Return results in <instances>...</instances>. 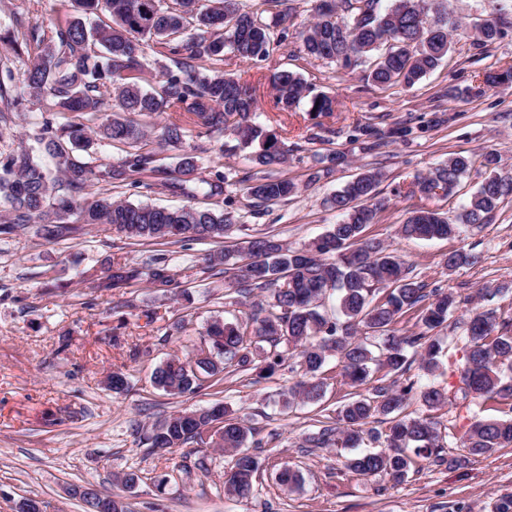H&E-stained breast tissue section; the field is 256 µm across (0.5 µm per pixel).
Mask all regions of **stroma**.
Instances as JSON below:
<instances>
[{
	"mask_svg": "<svg viewBox=\"0 0 512 512\" xmlns=\"http://www.w3.org/2000/svg\"><path fill=\"white\" fill-rule=\"evenodd\" d=\"M292 5L296 34L274 47L265 61H234L228 70L254 88V122L288 147L287 165L273 173L297 183V195L275 205L250 196L246 185L257 168L232 135L219 141L190 135L177 147L160 146L153 137L141 143L155 154V169L145 175L151 190L116 180L109 187L113 197L166 207L190 201L216 209L229 205L248 227L218 242L173 247L168 259L177 287H98L113 264H141L151 254L150 247L130 244L104 224L58 240L46 239L40 225L28 224L0 242V512H14L23 498L41 502L44 512H83L70 488L86 484L112 495L126 512H452L456 503L465 512H487L489 504L512 495V447L468 458L461 448L477 407L460 380L465 333L460 310L435 330L447 344L440 370L430 377L414 365L400 378L404 384L431 383L447 391V404L433 413L446 461L412 470L399 484L367 481L348 471L344 462L350 449L312 445V437L334 424L339 407L356 393L343 381L337 360L325 366L329 386L323 399L290 408L282 395L296 376L286 364L269 376L255 368L230 367L223 381L182 396L167 395L151 382L160 363L200 345L207 322L247 321L250 302L222 274L208 270L207 256L223 248L241 261L251 235L269 234L293 248L308 244L338 219L328 198L364 169L382 173L379 191L390 201L377 223L367 227V237L390 244L429 287L454 288L472 297L489 284L510 286V293L481 300L480 307L512 316V197L489 223L463 226L448 240L405 239L396 233L410 206L407 187L450 153L469 154L474 164L457 194L426 199L427 207L456 214L485 176V153H498L499 172L512 176V85L481 97L465 92L473 75L512 65V36L482 49L473 44L474 24L490 11L491 0H449V12L462 20L453 31L452 48L410 89L379 88L367 82L365 67L345 73L307 56L300 32L311 19V4L292 0ZM73 13L72 0H0L1 88L18 91L30 62L28 55L16 54L14 39L34 32L53 36L56 24ZM283 70L299 74L313 91L335 97V112L315 116L303 106L294 112L274 110L271 80ZM46 108L36 101L11 109L0 121V154L35 148L28 131ZM436 115L446 116V123L420 128L421 118ZM398 124L409 127L406 140L364 150L361 128ZM187 151L198 159V176L223 172V194L201 191L190 200L177 190L183 178L180 158ZM329 153L341 155L342 163L329 177L309 183L319 158ZM462 248L475 254L477 263L447 270L445 256ZM182 288L191 291L192 302L179 297ZM114 372L127 376L126 392L106 389L105 380ZM218 400L253 427L247 452L302 471L301 491H283L264 470L253 495L235 499L224 492L229 454L191 445L174 452L151 449L147 435L154 424ZM132 472L139 480L125 486L120 478ZM160 478L167 481L162 491L156 488Z\"/></svg>",
	"mask_w": 512,
	"mask_h": 512,
	"instance_id": "1",
	"label": "stroma"
}]
</instances>
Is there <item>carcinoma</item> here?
Returning <instances> with one entry per match:
<instances>
[{
	"mask_svg": "<svg viewBox=\"0 0 512 512\" xmlns=\"http://www.w3.org/2000/svg\"><path fill=\"white\" fill-rule=\"evenodd\" d=\"M78 15L56 25L55 36L37 43L35 57L24 73V95L46 100L58 112L73 116L55 127L45 120L33 135L40 149L53 161L50 170L35 155L21 148L0 157V235L9 236L25 224L45 227L47 237L66 238L87 225L108 224L135 245L164 246L185 238L217 241L244 230L233 212L184 205L178 208L133 204L100 192L84 198L91 182L112 183L117 177L144 185L143 172L151 169L153 154L131 152L120 171L108 165L92 167L80 161L94 136L132 147L147 136V126L134 117L154 118L166 110L183 117L164 126L161 141L175 146L187 133L198 130L209 138L233 134L239 147L252 149L258 167L272 168L288 162V152L279 139L252 121L257 102L252 89L224 72V50L242 62L263 61L272 42L288 39L294 26L293 8L285 0H265L274 9L267 23L257 13L244 9L238 0H73ZM444 0H316L312 21L303 33L306 54L352 71L372 60L368 80L380 87H413L434 71L451 50L449 13ZM107 11L112 23L88 25L84 18ZM512 29V8L496 4L478 29L477 45L487 46ZM154 43L165 50L171 66L161 74L160 90L142 86L144 46ZM512 83V66L477 77L468 93L481 96L503 84ZM274 107L293 112L302 101L315 115L334 111L336 100L322 92L313 94L302 78L287 70L274 78ZM103 115L97 130L74 118ZM336 156L319 160L322 167L311 173L312 184L333 172ZM472 166L469 156L451 153L448 159L416 177L407 196L429 199L434 189L452 196ZM486 176L463 206L455 221L438 210L415 206L407 211L398 234L419 240L447 239L462 224H485L503 200L512 195V181L497 177V157H485ZM382 174L365 170L345 183L330 199L340 220L316 241L303 248L282 245L272 236L248 240L247 262L226 266L227 252L207 258L208 268L224 266V277L242 286L240 292H271V302L256 304L249 315L250 333L234 323L216 319L205 329L204 344L211 354L205 363H192L174 356L153 373L156 388L169 395L199 391L209 379L224 373L226 365L247 367L261 358V370L273 373L285 360L299 379L288 388L284 405L320 400L327 386L324 365L338 359L342 377L355 388L374 380L375 373L403 374L409 368L407 354L420 360V368L432 375L441 367L442 343L425 332L397 333L396 324L409 312L433 330L459 309L460 296L444 288H426L411 276L410 268L396 252L365 235L375 224L388 200L379 197ZM251 196L264 204L288 200L298 185L288 178L259 177L247 187ZM477 257L455 250L444 258L452 271L470 265ZM171 286L174 274L167 257H154L140 267L124 266L98 283L100 288H125L134 282ZM336 292V312L323 310L327 293ZM379 336V354L368 347L367 335ZM464 363L460 372L465 394L483 401H512V322L497 321L492 310L469 309L464 336ZM269 348H264V345ZM392 381L372 387L373 396L345 403L337 412L335 426L326 427L312 439L317 448H357L364 440L382 442L378 451H367L346 460L348 470L366 480L403 482L418 459L445 461L444 442L437 422L426 415L399 417L413 392ZM420 398L428 411L445 404V392L426 387ZM388 424L386 429L378 428ZM252 434L245 421L229 414L222 402L192 411H177L160 422L149 436L151 446L176 450L186 445H209L233 454L224 472L225 492L247 498L254 492V479L263 463L242 450ZM512 445V417L477 418L462 437V447L471 456H482ZM278 483L292 493L302 487L301 473L282 466L276 470ZM72 495L98 512H125L123 505L91 489Z\"/></svg>",
	"mask_w": 512,
	"mask_h": 512,
	"instance_id": "cac0c4a2",
	"label": "carcinoma"
}]
</instances>
